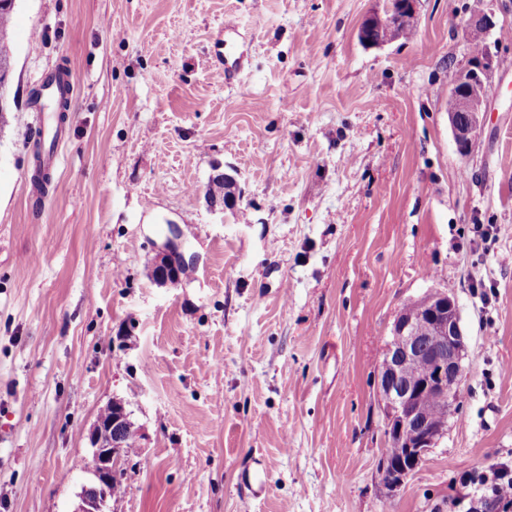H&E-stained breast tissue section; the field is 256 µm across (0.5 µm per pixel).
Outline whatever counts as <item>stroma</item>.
Wrapping results in <instances>:
<instances>
[{
	"label": "stroma",
	"instance_id": "35a3bbf8",
	"mask_svg": "<svg viewBox=\"0 0 512 512\" xmlns=\"http://www.w3.org/2000/svg\"><path fill=\"white\" fill-rule=\"evenodd\" d=\"M384 6L15 0L0 512H74L118 400L140 440L110 512H458L459 473L512 457V0H419L412 38L366 46ZM483 10L494 67L464 157L448 86ZM64 68L66 121L36 138ZM172 223L194 262L161 283ZM432 288L458 305L465 379L447 435L392 492L378 368L398 311Z\"/></svg>",
	"mask_w": 512,
	"mask_h": 512
}]
</instances>
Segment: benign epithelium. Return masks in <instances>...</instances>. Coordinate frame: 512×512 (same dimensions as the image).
Instances as JSON below:
<instances>
[{"mask_svg": "<svg viewBox=\"0 0 512 512\" xmlns=\"http://www.w3.org/2000/svg\"><path fill=\"white\" fill-rule=\"evenodd\" d=\"M386 5L381 14L375 13L362 25L360 38L368 46H380L383 41L370 36L377 26L395 28ZM449 94L457 100L456 111L448 114V123L455 143L468 138L475 143L482 126L488 98H472L463 88L455 85ZM178 239L170 238L161 250L156 277L161 282H175L177 276L176 254ZM417 313L404 306L393 322L391 336L386 345L378 373V397L384 416V436L398 457L384 458L382 472L387 488L399 490L419 467L431 449L438 446L447 435V426L428 421L422 403L432 401L434 412L439 413L456 406L459 386L463 377V360L467 345L460 326V316L455 300L447 292L431 289L413 301ZM426 324L428 335H420L418 326ZM427 363L422 372L419 366ZM124 411L114 406L109 419L98 417L90 433V443L96 454L97 467L93 481L84 488L81 502L73 512H107L112 500V484L124 477L127 456L119 426Z\"/></svg>", "mask_w": 512, "mask_h": 512, "instance_id": "obj_1", "label": "benign epithelium"}]
</instances>
